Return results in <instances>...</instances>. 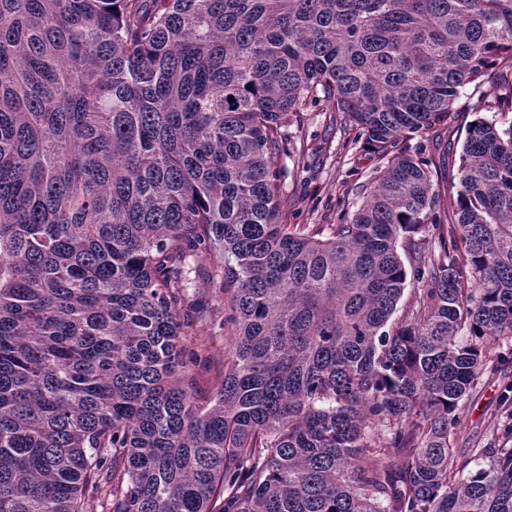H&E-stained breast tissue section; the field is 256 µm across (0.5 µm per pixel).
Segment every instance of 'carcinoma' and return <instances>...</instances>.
I'll use <instances>...</instances> for the list:
<instances>
[{
	"mask_svg": "<svg viewBox=\"0 0 512 512\" xmlns=\"http://www.w3.org/2000/svg\"><path fill=\"white\" fill-rule=\"evenodd\" d=\"M465 89L491 117L443 195L403 143ZM322 102L380 165L310 230L287 127ZM510 114L512 0H0V512H512V425L455 448L490 344L512 363ZM186 295L197 308L193 325L185 336L186 345L197 352L194 367L205 387L217 375L224 374V355L229 350L230 336L224 335V290L219 260L207 255L192 263Z\"/></svg>",
	"mask_w": 512,
	"mask_h": 512,
	"instance_id": "cac0c4a2",
	"label": "carcinoma"
}]
</instances>
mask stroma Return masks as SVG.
<instances>
[{
    "label": "stroma",
    "mask_w": 512,
    "mask_h": 512,
    "mask_svg": "<svg viewBox=\"0 0 512 512\" xmlns=\"http://www.w3.org/2000/svg\"><path fill=\"white\" fill-rule=\"evenodd\" d=\"M459 114L457 133L432 139L424 134L415 144L427 151L447 153L448 175L456 177L462 153L463 127L476 118L474 101L463 95L454 104ZM355 129L337 127L327 104L309 108L302 123H290L288 137L302 144L303 155L287 158L288 176L284 195L288 199L289 224L318 227L337 223L341 212H354L363 200L377 162L355 139ZM186 295L197 314L185 338L186 345L197 352L194 367L201 383L212 381L224 371V356L230 338L224 333V290L218 259L202 256L192 264ZM512 364L486 360L477 383L460 404L462 425L457 435L459 450L482 448L497 438L503 425L512 423Z\"/></svg>",
    "instance_id": "obj_1"
}]
</instances>
